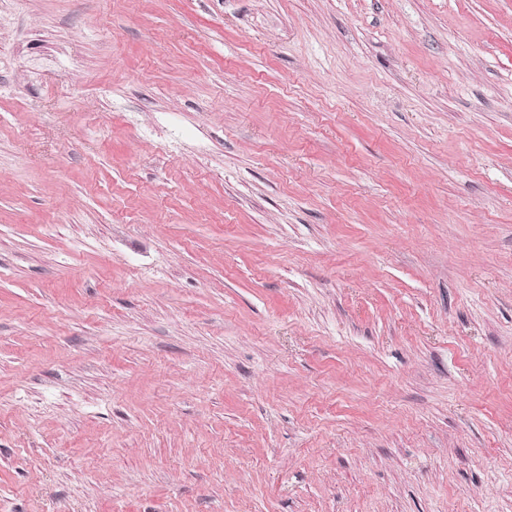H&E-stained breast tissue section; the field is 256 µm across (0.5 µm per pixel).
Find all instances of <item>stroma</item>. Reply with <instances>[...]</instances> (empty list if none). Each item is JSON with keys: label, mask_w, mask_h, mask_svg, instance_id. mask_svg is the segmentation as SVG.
<instances>
[{"label": "stroma", "mask_w": 512, "mask_h": 512, "mask_svg": "<svg viewBox=\"0 0 512 512\" xmlns=\"http://www.w3.org/2000/svg\"><path fill=\"white\" fill-rule=\"evenodd\" d=\"M0 512H512V0H0Z\"/></svg>", "instance_id": "1"}]
</instances>
